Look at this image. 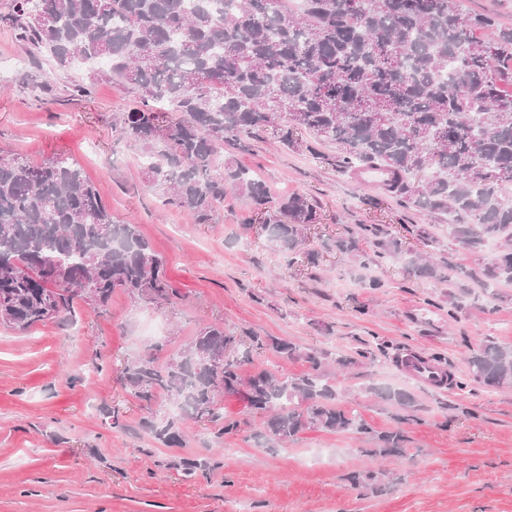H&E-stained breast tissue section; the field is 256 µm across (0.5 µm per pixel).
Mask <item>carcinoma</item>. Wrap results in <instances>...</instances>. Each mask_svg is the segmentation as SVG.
Masks as SVG:
<instances>
[{
  "mask_svg": "<svg viewBox=\"0 0 512 512\" xmlns=\"http://www.w3.org/2000/svg\"><path fill=\"white\" fill-rule=\"evenodd\" d=\"M284 2L11 0L0 22L33 59L47 54L59 71L97 72L75 85L77 96L92 97L99 79L137 91L136 106L113 126L131 145H164L146 174L197 224L212 220L230 188L256 209L270 203L248 169L229 161L217 171L224 146L270 131L295 147L306 132L311 154L333 144L339 168L382 169L391 177L386 192L403 207L452 217L456 241L474 249L490 239L512 243V195L503 191L512 184V26L464 11L462 0H304L294 12ZM318 221L317 205L294 193L279 199L264 228L293 255ZM377 247L383 262L445 278L432 254L405 252L394 237ZM460 276L480 288L512 283V248ZM117 290L154 302L179 296L162 257L137 225L112 220L80 165L0 151V322L28 329L63 319L77 298L106 308ZM242 344L224 324L204 325L188 350L162 364L155 356L128 361L125 386L147 403L168 398L219 436L240 428L220 413L221 397L242 394L264 415L261 445L284 446L320 428L369 438L374 446L360 452L372 461L404 452L403 428L376 431L340 404L325 365L344 366L343 356L278 338L251 336L241 352ZM268 347L307 370L243 373L251 353ZM470 365L474 381L512 386V348L490 341ZM367 390L395 406L400 423L417 411L404 390ZM147 428L167 447L181 444L174 419ZM379 480L374 470L350 475L375 493Z\"/></svg>",
  "mask_w": 512,
  "mask_h": 512,
  "instance_id": "carcinoma-1",
  "label": "carcinoma"
}]
</instances>
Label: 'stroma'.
<instances>
[{"instance_id": "obj_1", "label": "stroma", "mask_w": 512, "mask_h": 512, "mask_svg": "<svg viewBox=\"0 0 512 512\" xmlns=\"http://www.w3.org/2000/svg\"><path fill=\"white\" fill-rule=\"evenodd\" d=\"M51 67L47 58L33 63L0 24V149L77 162L113 220L137 224L165 259L180 297L145 302L119 291L104 309L76 302L65 323L25 332L0 324V512H512V387L474 382L469 363L488 341L512 347V283L458 288L460 270L493 261L499 241L468 250L449 236L446 217L402 207L340 171L335 146L315 156L267 133L225 146L224 156L254 170L272 195L317 200L320 221L309 226L304 252L291 260L272 245L266 214L238 191L216 205L210 223H194L146 180V147L118 139L113 117L132 108L133 93L100 80L92 99L74 96L70 86L86 81L83 72L57 73L51 91H41ZM370 224L403 249L435 253L446 280L400 261L373 263ZM348 231L357 249L343 254L334 241ZM460 291L465 306L449 313ZM215 321L243 338L273 336L347 357L339 395L375 430L394 427L395 410L366 386L409 392L417 419L405 426L409 441L386 489L361 492L348 481L366 469L367 439L308 429L287 446L261 448L252 435L262 417L237 396L221 405L240 432L218 438L211 423L182 416L181 446L159 444L143 422L175 417L173 405L136 399L124 367L157 342L169 354L183 348ZM365 349L372 357H362ZM411 351L440 355L452 384L429 387L403 372L395 359ZM188 459L197 463L190 476Z\"/></svg>"}]
</instances>
